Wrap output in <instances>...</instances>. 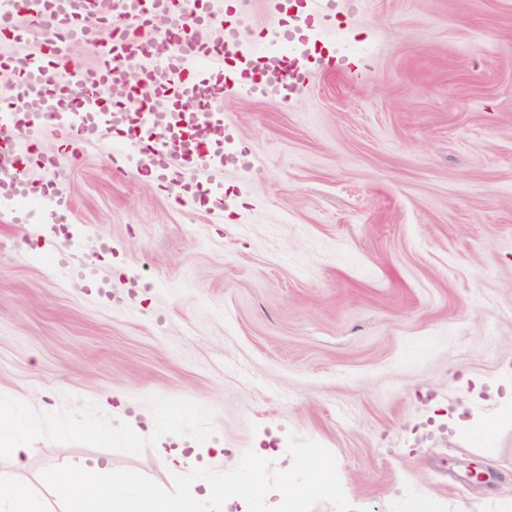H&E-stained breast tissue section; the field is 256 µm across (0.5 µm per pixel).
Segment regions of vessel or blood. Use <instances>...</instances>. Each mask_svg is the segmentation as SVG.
Returning a JSON list of instances; mask_svg holds the SVG:
<instances>
[{"label":"vessel or blood","mask_w":512,"mask_h":512,"mask_svg":"<svg viewBox=\"0 0 512 512\" xmlns=\"http://www.w3.org/2000/svg\"><path fill=\"white\" fill-rule=\"evenodd\" d=\"M247 0H0V33L21 41L41 38L35 52H0V72L14 85L0 98V211L14 218L43 210L60 223L71 200L56 156L39 151L46 135L108 149L119 167L149 172L159 184H176L182 197L223 196L215 181L225 167L251 169L252 152L235 148L224 116L229 95L289 99L310 73L294 67L285 48L305 40L327 20L336 0H302L291 23H270L252 42L243 41L236 14ZM178 31L167 53L157 41ZM104 40L97 66L67 59L69 45ZM153 88L160 103L128 108V62ZM186 100L190 109L172 108ZM45 171L35 194L30 167Z\"/></svg>","instance_id":"obj_1"}]
</instances>
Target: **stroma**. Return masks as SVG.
Here are the masks:
<instances>
[{"label":"stroma","mask_w":512,"mask_h":512,"mask_svg":"<svg viewBox=\"0 0 512 512\" xmlns=\"http://www.w3.org/2000/svg\"><path fill=\"white\" fill-rule=\"evenodd\" d=\"M313 50L337 68L292 99L225 100L258 159L220 176L250 185L228 220L41 142L85 246L69 273L34 265L42 213H0V403L24 423L0 471L45 512L50 466L97 457L170 490L161 441L284 470L291 432L335 455L355 512H512V0H341L294 48Z\"/></svg>","instance_id":"obj_1"}]
</instances>
